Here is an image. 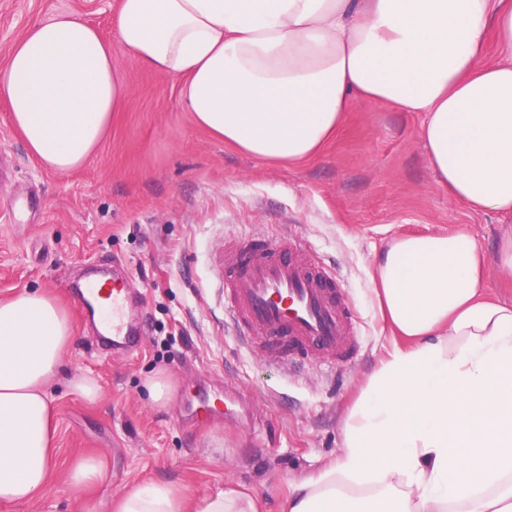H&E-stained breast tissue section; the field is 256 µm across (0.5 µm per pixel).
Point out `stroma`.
<instances>
[{"mask_svg":"<svg viewBox=\"0 0 512 512\" xmlns=\"http://www.w3.org/2000/svg\"><path fill=\"white\" fill-rule=\"evenodd\" d=\"M117 0H0V66L32 26L61 13L93 24L112 47L127 97L97 152L59 173L28 152L0 88V298L29 288L70 311L76 341L49 392L60 410L56 475L20 512H82L65 473L78 456L110 464L90 497L164 480L204 493L231 480L254 491L263 512H280L288 483L336 457L344 413L385 354L389 330L373 292V256L393 237L474 235L487 255L512 235V214L476 213L431 169L420 112L355 102L318 158L268 164L198 127L182 78L146 69L119 44ZM288 237L307 260L334 273L352 316L355 349L344 363L315 354L280 364L238 344L226 324L220 270L225 243ZM117 270L135 292L137 350H106L78 301L87 268ZM177 388L155 407L144 387L156 371ZM94 376L91 403L69 378ZM237 390L252 421L217 415L201 423L185 405Z\"/></svg>","mask_w":512,"mask_h":512,"instance_id":"stroma-1","label":"stroma"}]
</instances>
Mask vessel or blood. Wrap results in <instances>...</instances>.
I'll return each mask as SVG.
<instances>
[{
  "mask_svg": "<svg viewBox=\"0 0 512 512\" xmlns=\"http://www.w3.org/2000/svg\"><path fill=\"white\" fill-rule=\"evenodd\" d=\"M278 257L258 251L224 255V300L237 323L249 335L285 338L299 354L316 352L346 361L354 348L352 321L336 296L335 280L326 269L294 254L287 239L274 244ZM91 300H112V342L139 343L126 320V285L96 282L86 290Z\"/></svg>",
  "mask_w": 512,
  "mask_h": 512,
  "instance_id": "vessel-or-blood-1",
  "label": "vessel or blood"
}]
</instances>
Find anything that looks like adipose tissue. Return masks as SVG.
<instances>
[{
    "mask_svg": "<svg viewBox=\"0 0 512 512\" xmlns=\"http://www.w3.org/2000/svg\"><path fill=\"white\" fill-rule=\"evenodd\" d=\"M120 45L184 78L194 121L277 165L316 157L354 99L425 115L428 160L451 196L512 214V0H120ZM499 59L481 66L487 41ZM11 122L45 166L97 149L124 94L112 51L63 13L26 32L0 69ZM473 235L390 239L374 266L393 346L342 424L335 460L281 512H512V303L485 296ZM75 342L65 307L0 299V512L44 492L57 456L49 394ZM232 482L202 494L150 481L108 512H260Z\"/></svg>",
    "mask_w": 512,
    "mask_h": 512,
    "instance_id": "1",
    "label": "adipose tissue"
}]
</instances>
